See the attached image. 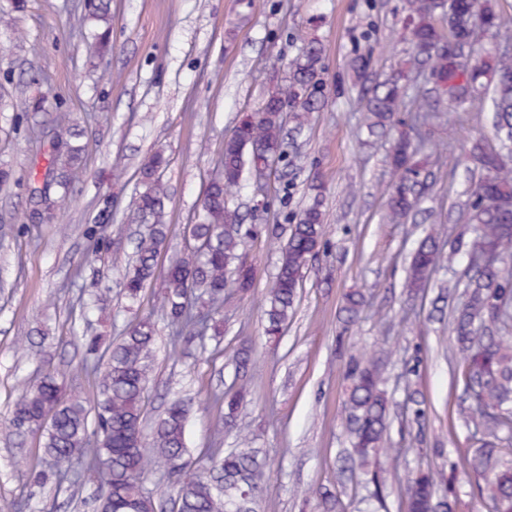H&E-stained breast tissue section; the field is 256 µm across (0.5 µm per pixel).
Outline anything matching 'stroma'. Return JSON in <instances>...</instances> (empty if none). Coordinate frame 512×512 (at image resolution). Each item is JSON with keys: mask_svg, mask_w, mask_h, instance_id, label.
<instances>
[{"mask_svg": "<svg viewBox=\"0 0 512 512\" xmlns=\"http://www.w3.org/2000/svg\"><path fill=\"white\" fill-rule=\"evenodd\" d=\"M404 0H112V49L90 66L88 38L97 25L78 24L84 0H26L14 28H0V512H93L97 487L87 472L76 491L55 485L39 432L22 436L6 422L22 384L54 375L70 392L93 398L82 365L85 339H118L150 319L156 329L144 402L153 428L168 397H190L188 454L256 448L270 478L259 512H323L331 490L337 512H404L405 475L433 469L454 475L456 512H490L483 481L469 470L473 426L463 410L462 355L449 320L429 319L440 287L449 307L464 300L465 268L434 274L423 300L408 299L404 268L429 225L444 224L450 244L469 242L465 219L470 162L462 143L467 114L436 112L424 132L447 157L429 162L422 224H388V144L362 123L361 85L349 67L370 56V79L410 59L402 29ZM323 46L328 99L296 137L287 158L265 180L266 204L254 210L245 190L231 199L251 234L241 254L254 270L247 295L224 297L221 341L175 351L158 286L129 304L120 271L132 251L130 208L136 173L149 153L164 151L167 242L157 266L165 275L183 250L208 176L216 171L238 119L288 75L303 39ZM83 122L84 173L50 223H32L35 190L58 118ZM324 188L327 244L309 264L295 311L277 338L264 333L263 300L279 259L278 233L311 203L312 179ZM366 304L345 324L350 290ZM250 345L248 394L232 428L216 432L224 414L217 394L235 379L233 357ZM378 361L395 412L383 445L400 451L397 474L386 456L336 473L351 443L345 406L355 361ZM422 415L403 419L407 390Z\"/></svg>", "mask_w": 512, "mask_h": 512, "instance_id": "35a3bbf8", "label": "stroma"}]
</instances>
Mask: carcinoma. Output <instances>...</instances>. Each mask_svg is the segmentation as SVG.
<instances>
[{
  "instance_id": "obj_1",
  "label": "carcinoma",
  "mask_w": 512,
  "mask_h": 512,
  "mask_svg": "<svg viewBox=\"0 0 512 512\" xmlns=\"http://www.w3.org/2000/svg\"><path fill=\"white\" fill-rule=\"evenodd\" d=\"M112 0H85L83 19L107 25ZM484 24L500 40L512 42V18L496 8L492 0H476ZM404 25L413 49V63L429 68L434 85L410 90L412 71L399 69L375 82L363 97L362 110L370 134L391 136L388 160L391 180L385 219L389 224H405L418 211L415 186L422 183L424 169L419 155L438 146L400 128L396 112L409 102L414 126L427 124L436 105L448 99V91L471 93L479 101H489L493 112L495 137L505 153L487 150L482 138L471 137L469 157L476 164L479 179L471 195L467 221L474 225L475 236L467 249L445 247L447 229L441 225L418 242L405 269L404 288L408 296L422 295L439 267H453L458 255L495 254L512 258V167L501 157L512 156V55H498L494 61H476L471 16L464 9L448 14V0H405ZM109 29L89 44V59L103 56L108 47ZM321 44L309 40L290 64L288 79L270 91L256 117L244 118L224 139V151L217 171L204 190L201 209L191 227L200 248L175 255L160 283L162 307L166 312L173 346L191 337L205 338L216 328L215 315L224 301V292L233 287L243 295L252 288V280L234 268L228 280L229 265L240 260V250L250 231L244 228L239 210L229 206V196L245 188L244 176L284 160L281 150L285 129L283 113H290L292 129L300 130L311 115L326 103L322 79ZM83 134L78 123L59 122L52 129L53 152L45 172L46 190L59 189L51 199L40 196L35 214L42 221L57 217L59 200L66 197L73 182L83 175ZM167 161L162 153L151 155L140 167L132 202L133 212L147 233L135 244V259L123 270L124 288L131 301L140 298L155 280L158 254L167 240L164 221L167 186L162 169ZM314 201L300 213L298 221L286 229L280 246L277 272L265 298V335L272 338L288 325L303 271L323 245L324 225L320 201ZM466 283V301L453 317L452 330L463 354L469 409L476 417L474 448L470 467L475 478L486 482L493 512H512V341L496 336L493 330L512 329V311L495 300L512 296V272L502 265L470 268ZM364 295L356 290L345 296L342 311L353 321L364 306ZM155 342L154 325L147 319L132 324L124 336L100 347L93 342L96 355L88 370L93 374L96 395L89 400L67 395L55 377L48 375L36 385H25L18 395L10 425L18 432L42 433L44 454L55 465L57 487L75 488L85 471L96 469L102 476V488L112 502V512H161L163 507L144 486L148 465L147 449L163 462L166 476L176 488L172 503L178 512H256L260 485L269 471L258 453L240 448L224 456L209 457L205 473L191 471L185 443L189 402L171 399L156 422L151 439H139L136 428L143 427V395L150 378L149 359ZM252 361L248 346L237 349L235 364L239 383L224 393L225 421L232 422L247 389V370ZM346 406L349 432L353 438L351 455L364 464L382 447L389 427V400L382 388V372L375 362L356 363L350 370ZM49 404L56 407L52 421H40L41 411ZM438 474L421 472L407 480L404 492L406 512H455L456 500L437 494Z\"/></svg>"
}]
</instances>
